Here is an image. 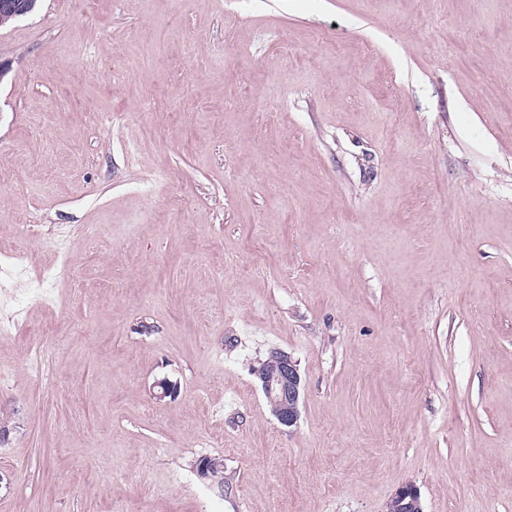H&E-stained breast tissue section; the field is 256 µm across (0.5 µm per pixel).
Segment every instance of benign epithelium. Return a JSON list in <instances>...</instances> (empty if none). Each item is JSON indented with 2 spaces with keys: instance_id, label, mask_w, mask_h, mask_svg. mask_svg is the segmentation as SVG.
Segmentation results:
<instances>
[{
  "instance_id": "7a95c632",
  "label": "benign epithelium",
  "mask_w": 512,
  "mask_h": 512,
  "mask_svg": "<svg viewBox=\"0 0 512 512\" xmlns=\"http://www.w3.org/2000/svg\"><path fill=\"white\" fill-rule=\"evenodd\" d=\"M37 0H0V26L32 13ZM274 369L259 376L266 400L280 424L291 427L298 418L302 378L295 361L284 353L272 355ZM387 512H423L420 494L412 485L400 488L387 504Z\"/></svg>"
}]
</instances>
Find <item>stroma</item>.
I'll list each match as a JSON object with an SVG mask.
<instances>
[{"label": "stroma", "mask_w": 512, "mask_h": 512, "mask_svg": "<svg viewBox=\"0 0 512 512\" xmlns=\"http://www.w3.org/2000/svg\"><path fill=\"white\" fill-rule=\"evenodd\" d=\"M0 61V512H512V0H40ZM274 369L258 375L266 400L280 424L291 427L298 418V404L302 378L295 361L288 354L275 353L271 357ZM388 512H423L420 494L412 485L400 488L387 504Z\"/></svg>", "instance_id": "35a3bbf8"}]
</instances>
